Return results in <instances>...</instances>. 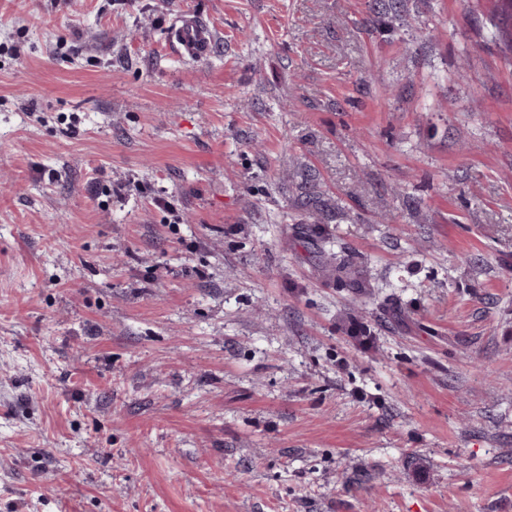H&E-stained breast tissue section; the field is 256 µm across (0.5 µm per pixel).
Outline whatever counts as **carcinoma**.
<instances>
[{
    "label": "carcinoma",
    "instance_id": "carcinoma-1",
    "mask_svg": "<svg viewBox=\"0 0 512 512\" xmlns=\"http://www.w3.org/2000/svg\"><path fill=\"white\" fill-rule=\"evenodd\" d=\"M405 0H368V11L375 17L398 16L404 11ZM490 32L495 34L493 41L512 53V0H496L492 16L489 19ZM318 203L314 177L305 179L297 196L296 206L301 209L313 207ZM310 240L313 252L318 254L316 270L319 278L351 294L354 302L373 294L372 285L364 276L361 258L351 252L327 249L328 238L315 230L304 232ZM347 331L350 336L363 342L368 339L364 323L356 312L349 313Z\"/></svg>",
    "mask_w": 512,
    "mask_h": 512
}]
</instances>
